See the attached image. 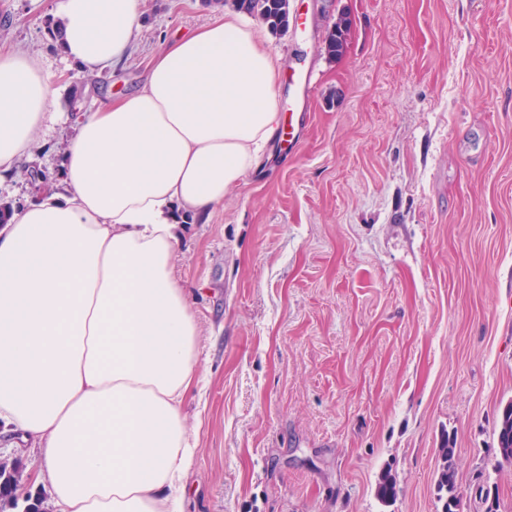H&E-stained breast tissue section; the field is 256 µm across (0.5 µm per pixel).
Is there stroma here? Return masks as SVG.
Returning <instances> with one entry per match:
<instances>
[{
  "label": "stroma",
  "instance_id": "35a3bbf8",
  "mask_svg": "<svg viewBox=\"0 0 512 512\" xmlns=\"http://www.w3.org/2000/svg\"><path fill=\"white\" fill-rule=\"evenodd\" d=\"M57 4L0 0V50L39 55L63 107L84 112L233 8L145 0L130 55L78 75L51 33ZM292 5L297 26L262 35L285 63L295 141L272 138L177 247L201 327L186 512H441L449 436L462 512H484V484L512 512V466L493 467L512 401V0ZM340 14L351 27L331 58ZM72 133L42 140L0 203L58 181Z\"/></svg>",
  "mask_w": 512,
  "mask_h": 512
}]
</instances>
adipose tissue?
Here are the masks:
<instances>
[{"mask_svg":"<svg viewBox=\"0 0 512 512\" xmlns=\"http://www.w3.org/2000/svg\"><path fill=\"white\" fill-rule=\"evenodd\" d=\"M58 13L62 58L94 73L129 55L143 0ZM282 70L225 12L159 53L141 89L95 103L61 183L0 225V433L37 448L54 512H183L200 329L176 248L275 134ZM60 99L38 55L0 53V185L69 121Z\"/></svg>","mask_w":512,"mask_h":512,"instance_id":"adipose-tissue-1","label":"adipose tissue"}]
</instances>
